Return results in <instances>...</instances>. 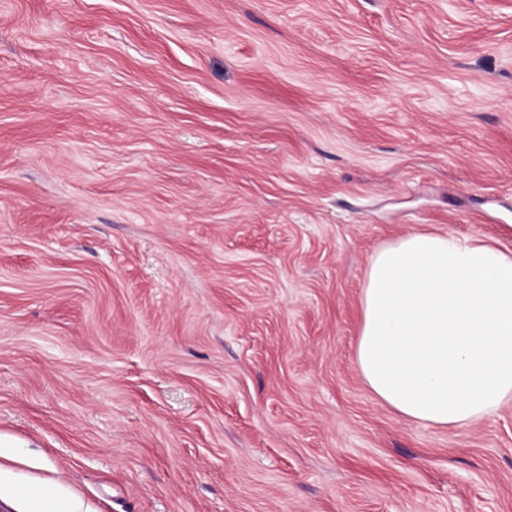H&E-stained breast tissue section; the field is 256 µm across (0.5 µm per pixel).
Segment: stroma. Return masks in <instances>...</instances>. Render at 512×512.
Returning a JSON list of instances; mask_svg holds the SVG:
<instances>
[{"mask_svg":"<svg viewBox=\"0 0 512 512\" xmlns=\"http://www.w3.org/2000/svg\"><path fill=\"white\" fill-rule=\"evenodd\" d=\"M415 229L512 249V0H0V469L81 512H512V405L360 378Z\"/></svg>","mask_w":512,"mask_h":512,"instance_id":"1","label":"stroma"}]
</instances>
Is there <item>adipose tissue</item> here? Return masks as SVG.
<instances>
[{
  "instance_id": "adipose-tissue-1",
  "label": "adipose tissue",
  "mask_w": 512,
  "mask_h": 512,
  "mask_svg": "<svg viewBox=\"0 0 512 512\" xmlns=\"http://www.w3.org/2000/svg\"><path fill=\"white\" fill-rule=\"evenodd\" d=\"M355 348L361 379L396 415L434 428L475 424L512 402V250L482 238L411 231L372 256ZM31 512H77L60 489L0 495Z\"/></svg>"
}]
</instances>
